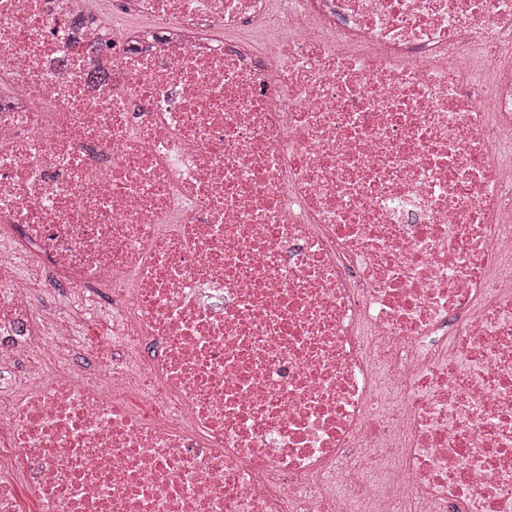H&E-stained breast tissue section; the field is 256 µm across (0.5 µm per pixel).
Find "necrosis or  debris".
<instances>
[{
  "mask_svg": "<svg viewBox=\"0 0 512 512\" xmlns=\"http://www.w3.org/2000/svg\"><path fill=\"white\" fill-rule=\"evenodd\" d=\"M126 6L0 0V512H512V0ZM123 0H92L89 8L93 10H104L110 12L116 23V26L121 31H129L141 26L153 24L155 21L150 18L140 17L131 14L122 4ZM32 288H35L37 300L39 305L51 304L58 299L69 298L76 308L88 309L86 306L87 300L95 295L93 291H87L84 295H76L74 293H65L49 282L48 277L44 274H39L32 280ZM80 334L102 340L105 344L112 341V318L101 316L92 321L80 323Z\"/></svg>",
  "mask_w": 512,
  "mask_h": 512,
  "instance_id": "1",
  "label": "necrosis or debris"
}]
</instances>
